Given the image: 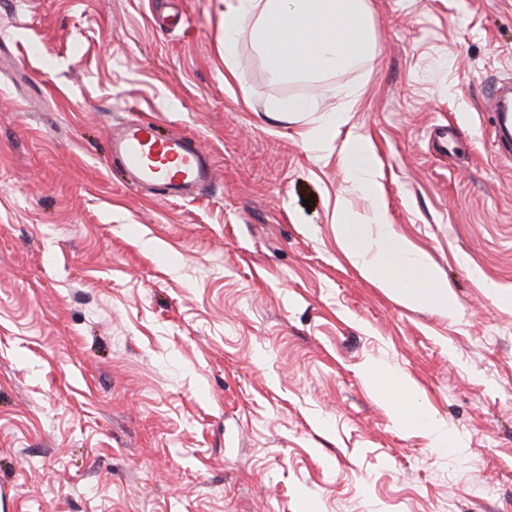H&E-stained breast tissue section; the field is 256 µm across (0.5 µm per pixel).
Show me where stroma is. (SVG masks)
<instances>
[{
    "label": "stroma",
    "instance_id": "35a3bbf8",
    "mask_svg": "<svg viewBox=\"0 0 512 512\" xmlns=\"http://www.w3.org/2000/svg\"><path fill=\"white\" fill-rule=\"evenodd\" d=\"M370 3L351 103L247 38L227 78L224 0H0V512H512V152L486 109L512 0ZM133 118L200 141L213 185L128 184L108 136ZM348 136L456 316L345 257L337 201L372 218ZM370 365L461 453L399 425Z\"/></svg>",
    "mask_w": 512,
    "mask_h": 512
}]
</instances>
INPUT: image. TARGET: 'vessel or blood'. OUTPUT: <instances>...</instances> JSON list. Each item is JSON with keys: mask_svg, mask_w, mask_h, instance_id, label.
<instances>
[{"mask_svg": "<svg viewBox=\"0 0 512 512\" xmlns=\"http://www.w3.org/2000/svg\"><path fill=\"white\" fill-rule=\"evenodd\" d=\"M113 157L120 159L133 184L172 199L195 197L214 177L206 148L194 140L158 137L153 122L133 120L109 135Z\"/></svg>", "mask_w": 512, "mask_h": 512, "instance_id": "1", "label": "vessel or blood"}]
</instances>
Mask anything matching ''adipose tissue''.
<instances>
[{
  "instance_id": "adipose-tissue-1",
  "label": "adipose tissue",
  "mask_w": 512,
  "mask_h": 512,
  "mask_svg": "<svg viewBox=\"0 0 512 512\" xmlns=\"http://www.w3.org/2000/svg\"><path fill=\"white\" fill-rule=\"evenodd\" d=\"M372 31L369 0H233L224 13V60L232 62L246 34L274 75L289 80L329 76L341 87L349 70L374 52ZM342 161L356 188L375 196L378 165L362 139L345 142ZM335 227L343 253L365 278L405 304L457 314L459 304L447 283L396 234L381 206H374L371 223L361 224L337 205ZM366 375L389 401L400 425L432 432L449 454H456L446 423L416 401L404 376L375 365Z\"/></svg>"
}]
</instances>
